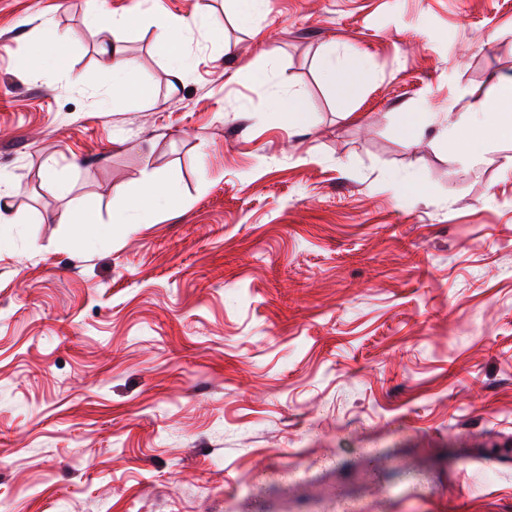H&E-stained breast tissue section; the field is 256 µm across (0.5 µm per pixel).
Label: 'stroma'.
Wrapping results in <instances>:
<instances>
[{"instance_id": "obj_1", "label": "stroma", "mask_w": 512, "mask_h": 512, "mask_svg": "<svg viewBox=\"0 0 512 512\" xmlns=\"http://www.w3.org/2000/svg\"><path fill=\"white\" fill-rule=\"evenodd\" d=\"M137 5L0 0V512H512V144L455 160L512 78V0H268L253 29L151 0L145 100L90 22ZM157 15L219 33L184 30L182 80ZM328 53L364 61L349 99ZM148 180L176 198L113 224ZM72 36L69 32H59L48 29L44 41L45 52L53 57L55 62L62 65L65 60V49ZM319 70L324 80L333 85L345 96H351L355 91L356 87L353 80L343 73L337 75L336 61L330 56H324L319 61ZM274 107L281 112L282 118L288 121V124L295 125L305 121V112H302V106L296 95H280L274 99Z\"/></svg>"}]
</instances>
